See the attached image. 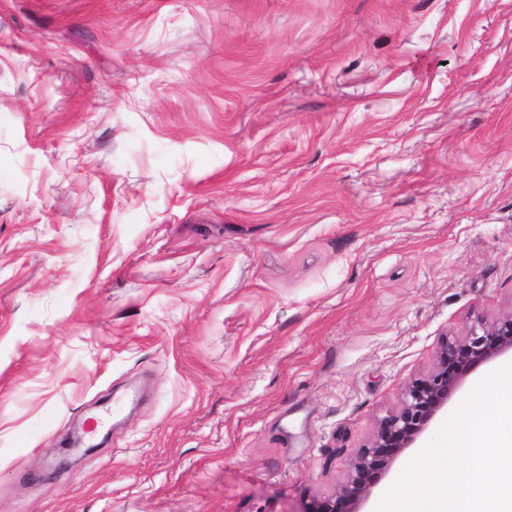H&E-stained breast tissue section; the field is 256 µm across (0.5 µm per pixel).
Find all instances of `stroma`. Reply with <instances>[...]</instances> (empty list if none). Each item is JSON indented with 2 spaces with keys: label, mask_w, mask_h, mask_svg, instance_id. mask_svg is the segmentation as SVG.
I'll use <instances>...</instances> for the list:
<instances>
[{
  "label": "stroma",
  "mask_w": 512,
  "mask_h": 512,
  "mask_svg": "<svg viewBox=\"0 0 512 512\" xmlns=\"http://www.w3.org/2000/svg\"><path fill=\"white\" fill-rule=\"evenodd\" d=\"M511 314L512 0H0V512H302Z\"/></svg>",
  "instance_id": "1"
}]
</instances>
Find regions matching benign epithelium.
Segmentation results:
<instances>
[{"instance_id":"1","label":"benign epithelium","mask_w":512,"mask_h":512,"mask_svg":"<svg viewBox=\"0 0 512 512\" xmlns=\"http://www.w3.org/2000/svg\"><path fill=\"white\" fill-rule=\"evenodd\" d=\"M512 350V315L460 340L445 339L434 370L405 386L404 401L380 420L371 446L363 449L335 495L309 502L303 512H359L379 478L429 427L468 376Z\"/></svg>"}]
</instances>
